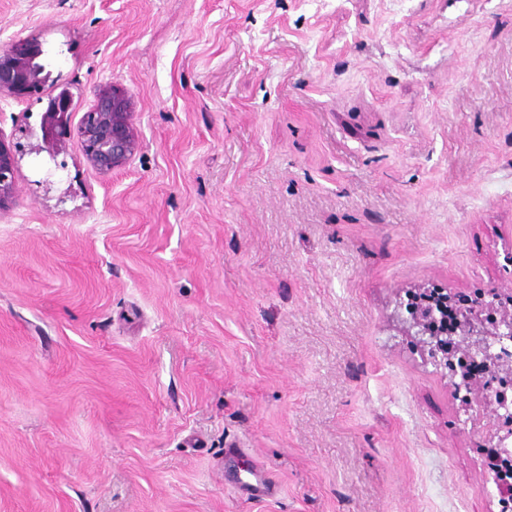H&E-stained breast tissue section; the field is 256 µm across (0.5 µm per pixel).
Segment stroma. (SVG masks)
Wrapping results in <instances>:
<instances>
[{
    "label": "stroma",
    "instance_id": "1",
    "mask_svg": "<svg viewBox=\"0 0 512 512\" xmlns=\"http://www.w3.org/2000/svg\"><path fill=\"white\" fill-rule=\"evenodd\" d=\"M0 512H500L407 291L512 289V0H0ZM113 80L140 139H71ZM275 499L238 484L253 463ZM44 51L35 37H23L0 46V96L24 100L42 92ZM41 132L42 140L47 145L43 148L52 150V153L71 138L70 96L67 91L49 99L41 118ZM15 159L13 151L0 138V212L5 211L15 202Z\"/></svg>",
    "mask_w": 512,
    "mask_h": 512
}]
</instances>
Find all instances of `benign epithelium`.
Instances as JSON below:
<instances>
[{
    "mask_svg": "<svg viewBox=\"0 0 512 512\" xmlns=\"http://www.w3.org/2000/svg\"><path fill=\"white\" fill-rule=\"evenodd\" d=\"M44 51L35 37L0 46V96L24 100L38 96L45 80ZM128 91L108 80L93 88V103L76 130H71L70 96L49 99L41 118L42 140L55 150L77 134L83 153L94 167L110 172L125 166L140 147ZM15 159L0 138V212L15 202ZM415 314L402 320V331L414 337L423 354L451 372L455 393H464L462 407L477 405L491 413L493 425L481 447L500 459L512 460V356L500 347L512 339V291L479 292L454 307L456 330L448 331V295L415 293ZM500 512H512V481L493 471Z\"/></svg>",
    "mask_w": 512,
    "mask_h": 512,
    "instance_id": "7a95c632",
    "label": "benign epithelium"
}]
</instances>
